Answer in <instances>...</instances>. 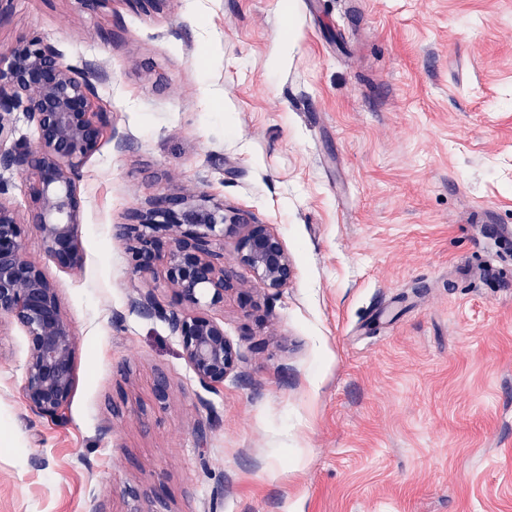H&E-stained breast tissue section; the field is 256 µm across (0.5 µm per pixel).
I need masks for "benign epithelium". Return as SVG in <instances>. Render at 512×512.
<instances>
[{"mask_svg": "<svg viewBox=\"0 0 512 512\" xmlns=\"http://www.w3.org/2000/svg\"><path fill=\"white\" fill-rule=\"evenodd\" d=\"M104 71L66 62L42 37L17 41L0 52V169L25 175L29 210L20 219L8 201L9 184L0 181V318L16 320L28 340L23 395L36 413L54 419L70 401L75 382V334L56 288L41 267L23 253L26 228L35 227L44 250L60 267L81 266L80 203L77 182L85 160L99 148L107 126L96 106L95 81ZM23 113L38 132L36 147L14 139L11 115ZM167 238L165 255L157 254ZM130 268L141 276L157 260L176 305L167 309L151 291H138L134 307L163 319L177 336L199 381L224 382L238 365L239 353L224 336V326L179 306L216 305L233 287L223 257L213 249L226 235H238L237 261L275 296L293 277L292 259L282 239L265 224H252L239 212L205 196H161L119 225Z\"/></svg>", "mask_w": 512, "mask_h": 512, "instance_id": "7a95c632", "label": "benign epithelium"}]
</instances>
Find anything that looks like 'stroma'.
I'll return each mask as SVG.
<instances>
[{
	"label": "stroma",
	"instance_id": "stroma-1",
	"mask_svg": "<svg viewBox=\"0 0 512 512\" xmlns=\"http://www.w3.org/2000/svg\"><path fill=\"white\" fill-rule=\"evenodd\" d=\"M30 35L104 69L110 124L81 266L23 243L76 336L59 418L0 320V512H512V245L483 233L512 230V0H0V48ZM182 193L293 260L271 297L217 242L258 303L199 307L240 354L221 384L131 304L175 299L117 227Z\"/></svg>",
	"mask_w": 512,
	"mask_h": 512
}]
</instances>
